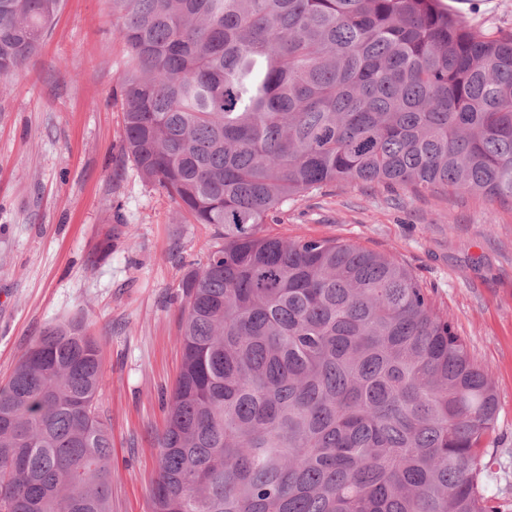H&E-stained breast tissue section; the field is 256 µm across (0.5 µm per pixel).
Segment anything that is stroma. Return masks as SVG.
Here are the masks:
<instances>
[{
	"label": "stroma",
	"mask_w": 512,
	"mask_h": 512,
	"mask_svg": "<svg viewBox=\"0 0 512 512\" xmlns=\"http://www.w3.org/2000/svg\"><path fill=\"white\" fill-rule=\"evenodd\" d=\"M512 32V0H443ZM129 68L111 0H63L41 48L0 77V382L48 326L91 322L112 433V512H150L155 438L181 362L178 288L215 240L121 151ZM268 232L398 257L447 314L498 398L485 483L512 512V200L338 183L283 206Z\"/></svg>",
	"instance_id": "obj_1"
}]
</instances>
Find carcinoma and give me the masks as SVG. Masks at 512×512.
I'll use <instances>...</instances> for the list:
<instances>
[{
	"instance_id": "cac0c4a2",
	"label": "carcinoma",
	"mask_w": 512,
	"mask_h": 512,
	"mask_svg": "<svg viewBox=\"0 0 512 512\" xmlns=\"http://www.w3.org/2000/svg\"><path fill=\"white\" fill-rule=\"evenodd\" d=\"M61 0H0V76ZM123 152L218 242L179 283L150 512H496L497 396L396 257L264 231L336 183L512 199V34L440 0H112ZM101 354L48 327L0 385V512H112Z\"/></svg>"
}]
</instances>
